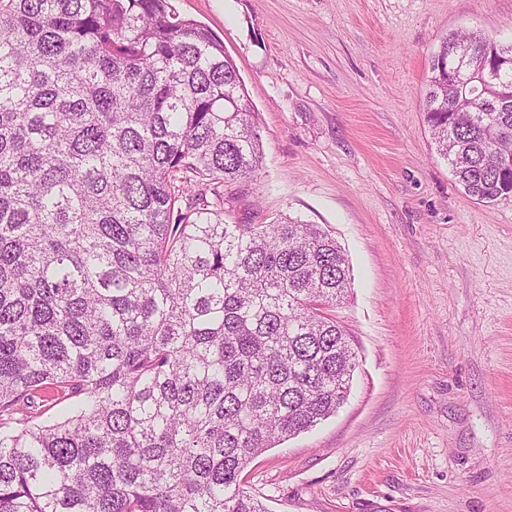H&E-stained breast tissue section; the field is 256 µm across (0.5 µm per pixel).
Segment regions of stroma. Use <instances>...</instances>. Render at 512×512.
Returning <instances> with one entry per match:
<instances>
[{"instance_id": "1", "label": "stroma", "mask_w": 512, "mask_h": 512, "mask_svg": "<svg viewBox=\"0 0 512 512\" xmlns=\"http://www.w3.org/2000/svg\"><path fill=\"white\" fill-rule=\"evenodd\" d=\"M170 4L223 40L260 117L225 221L320 225L350 266V395L245 491L268 512H512V195L466 196L420 109L441 40L512 43V0Z\"/></svg>"}]
</instances>
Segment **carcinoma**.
<instances>
[{"label":"carcinoma","instance_id":"cac0c4a2","mask_svg":"<svg viewBox=\"0 0 512 512\" xmlns=\"http://www.w3.org/2000/svg\"><path fill=\"white\" fill-rule=\"evenodd\" d=\"M451 32L422 110L463 192L512 193V65ZM258 118L224 42L169 0H0V512H267V448L334 415L357 354L324 315L349 262L317 224L224 222ZM79 399L62 420L41 403Z\"/></svg>","mask_w":512,"mask_h":512}]
</instances>
